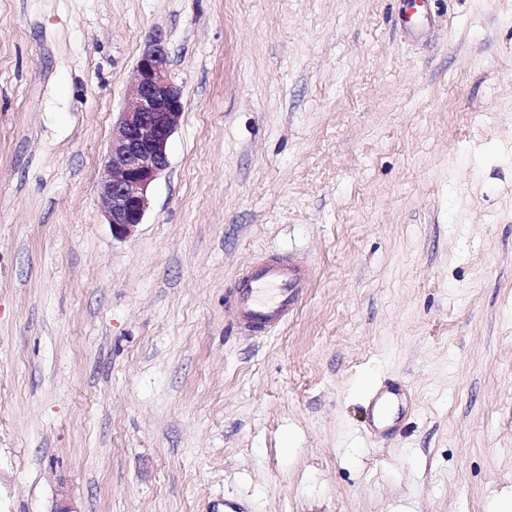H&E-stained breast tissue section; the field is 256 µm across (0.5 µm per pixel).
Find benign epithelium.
Wrapping results in <instances>:
<instances>
[{
  "instance_id": "benign-epithelium-1",
  "label": "benign epithelium",
  "mask_w": 512,
  "mask_h": 512,
  "mask_svg": "<svg viewBox=\"0 0 512 512\" xmlns=\"http://www.w3.org/2000/svg\"><path fill=\"white\" fill-rule=\"evenodd\" d=\"M184 112L168 50L154 38L139 57L127 102L112 130L99 194L112 232L127 236L142 223L150 188L169 165V142Z\"/></svg>"
}]
</instances>
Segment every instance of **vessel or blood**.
Listing matches in <instances>:
<instances>
[{
    "mask_svg": "<svg viewBox=\"0 0 512 512\" xmlns=\"http://www.w3.org/2000/svg\"><path fill=\"white\" fill-rule=\"evenodd\" d=\"M313 277L312 266L297 255L256 256L242 268L235 282L226 318L245 336L275 333L299 310ZM397 390L395 383L387 382L369 395L373 426L379 433L388 430L389 397Z\"/></svg>",
    "mask_w": 512,
    "mask_h": 512,
    "instance_id": "obj_1",
    "label": "vessel or blood"
}]
</instances>
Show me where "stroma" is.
<instances>
[{"label": "stroma", "instance_id": "stroma-1", "mask_svg": "<svg viewBox=\"0 0 512 512\" xmlns=\"http://www.w3.org/2000/svg\"><path fill=\"white\" fill-rule=\"evenodd\" d=\"M0 0V512H495L512 492V0ZM184 113L99 180L155 34ZM315 270L263 339L256 254ZM401 380L399 435L368 386ZM184 112L167 46L154 38L139 57L127 102L104 158L99 194L112 232L130 235L150 205V188L169 165V142ZM313 277V267L295 254L258 255L242 268L225 316L242 335L273 334L299 310ZM397 391H399V388L395 383L385 382L380 388L371 391L369 394V407L373 426L380 434H385L388 431L389 397Z\"/></svg>", "mask_w": 512, "mask_h": 512}]
</instances>
